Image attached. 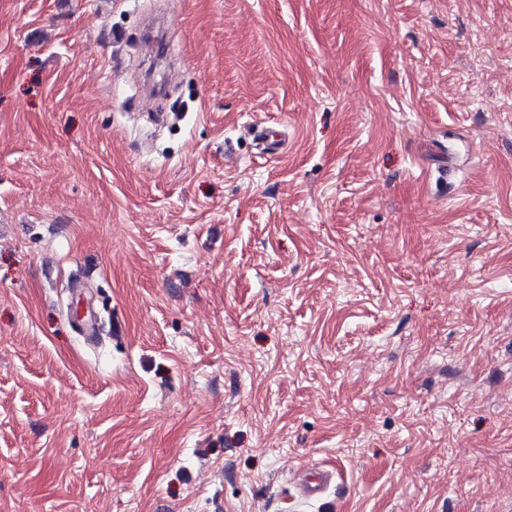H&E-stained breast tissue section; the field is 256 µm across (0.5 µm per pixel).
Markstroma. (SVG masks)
<instances>
[{
    "label": "stroma",
    "mask_w": 512,
    "mask_h": 512,
    "mask_svg": "<svg viewBox=\"0 0 512 512\" xmlns=\"http://www.w3.org/2000/svg\"><path fill=\"white\" fill-rule=\"evenodd\" d=\"M510 100L512 0H0V512H512ZM333 478V471L323 468L308 469L301 475L299 495L306 499L319 498L331 485Z\"/></svg>",
    "instance_id": "stroma-1"
}]
</instances>
